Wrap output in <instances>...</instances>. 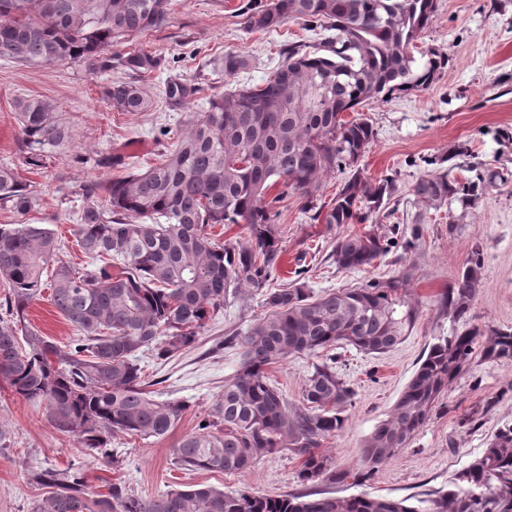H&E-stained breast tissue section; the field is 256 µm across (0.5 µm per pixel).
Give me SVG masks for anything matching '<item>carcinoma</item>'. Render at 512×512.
I'll use <instances>...</instances> for the list:
<instances>
[{"label":"carcinoma","mask_w":512,"mask_h":512,"mask_svg":"<svg viewBox=\"0 0 512 512\" xmlns=\"http://www.w3.org/2000/svg\"><path fill=\"white\" fill-rule=\"evenodd\" d=\"M171 0H0V59L47 66L75 62L90 71L112 67L104 58L116 43L160 28ZM436 0H252L245 7L247 28L273 31L286 20L334 31L316 51L288 48L279 68L263 83L231 89L208 100L205 112L177 135L161 159L146 169L130 168L85 195H105L82 210L74 229L91 259L110 262L81 270L56 263L58 238L43 224L0 225V276L9 284L0 323V379L18 397L44 402L50 421L73 434L90 456L108 454L112 434L163 439L182 421L188 405L156 401L146 391L138 362L143 349L170 359L190 348L230 292L252 288L269 309L241 337L242 358L224 381L212 418L197 424L172 448L188 470L240 473L264 457L288 450L301 460L298 478L360 483L366 474L331 466L318 448L345 422L343 412L355 391L336 372V356L312 364L302 398L292 409L267 375V367L290 356H319L350 346L383 355L402 343L418 316L407 296L412 266L385 282L315 292L303 278L286 288H269L282 253L274 204L292 188L306 198L312 220L329 226L366 224L392 199L395 180H365L358 162L374 142L369 119L344 113L396 92L424 90L444 60L434 54L417 64L415 42L427 28ZM141 75L157 67L143 52L117 59ZM248 61L224 54L222 69L234 75ZM202 91L170 81L165 94L179 106ZM114 112H146L153 100L136 81H115L107 91ZM25 164L41 168L69 148L68 127L54 101L43 96L15 100ZM350 171L329 202L315 192L330 171ZM502 178L478 172L458 182L446 171L424 175L414 186L418 202L439 210L457 200L476 203L484 184ZM281 190L275 196L270 191ZM37 198L15 168L0 165V206L24 217ZM211 224H244L249 241L218 245ZM421 236L416 219L411 237L394 227L373 228L336 238L331 258L340 269H360L402 249ZM483 254L475 245L465 267L448 286L441 309L453 323L469 315L483 287ZM54 308L80 332L61 346L28 329V310L44 287ZM26 347H21L19 336ZM478 329L434 337L415 374L363 443V462L373 470L410 446L416 433L470 363ZM486 356L512 358V330L488 333ZM47 488L32 512H512V424L498 428L483 453L455 472L448 490L424 497L272 496L208 485L171 490L147 500L118 486L88 498L80 469L44 470L35 475Z\"/></svg>","instance_id":"cac0c4a2"}]
</instances>
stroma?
Wrapping results in <instances>:
<instances>
[{"mask_svg":"<svg viewBox=\"0 0 512 512\" xmlns=\"http://www.w3.org/2000/svg\"><path fill=\"white\" fill-rule=\"evenodd\" d=\"M246 2L173 0L162 28L109 48L112 58L140 50L158 59L156 69L143 79L153 98L147 112L120 113L109 107V85L126 77L119 68L95 73L81 63L32 68L0 60V164L17 167L38 197L36 208L24 218L0 207V225L23 220L47 225L60 241V261L93 267L73 235L88 202L86 185L112 180L132 166L156 163L171 146L173 132L203 112L208 97L260 84L284 61L289 46L310 52L328 36L299 21L270 32L247 30L241 13ZM228 52L245 57L248 67L225 75L220 63ZM433 53L445 64L429 88L371 100L359 108L376 132L359 163L362 175L372 183L389 177L397 185L387 211L373 215L372 221L379 232L396 224L406 235L414 218H421L424 233L415 252H394L360 270L337 269L330 257L336 238L355 232V225L336 228L314 222L295 190L276 205L275 230L283 254L271 287H286L300 271L321 293L383 281L403 264L416 265L408 291L419 304V315L407 339L378 357L342 349L336 364L355 398L345 409L344 426L320 451L339 470L364 469V439L412 378L432 337L449 332L451 323L439 299L465 265L472 245H480L483 252L484 286L468 323L484 330L512 327V0H437L414 55L422 62ZM171 80L196 83L204 91L185 105L173 106L164 96ZM37 95L54 100L70 130L71 148L53 156L44 168L31 170L19 151L14 101ZM434 159L443 160L449 176L460 181L473 178L474 167L482 164L505 179L486 185L473 208L465 210L455 202L425 211L413 187ZM452 221L463 225L460 236H449ZM266 312L262 297L245 290L213 315L184 354L162 361L152 351L141 352L139 364L152 396L186 401L189 409L164 439L110 437L108 446L117 454L113 460L85 456L73 434L54 428L45 404L19 398L0 381V512H31L44 494L35 474L70 467L83 468L94 498L115 484L128 495L148 499L195 483L275 496L329 490L337 496L406 498L447 487L451 475L483 451L499 426L512 423V359L492 360L477 352L410 447L369 472L361 484L301 483L300 462L287 451L238 474L185 470L174 462V444L212 412L225 380L236 372L242 349L232 343V336L243 335ZM28 319L34 330L57 344L79 337L48 297L32 303ZM312 363V358L291 355L269 366L272 383L290 406H301Z\"/></svg>","mask_w":512,"mask_h":512,"instance_id":"1","label":"stroma"}]
</instances>
